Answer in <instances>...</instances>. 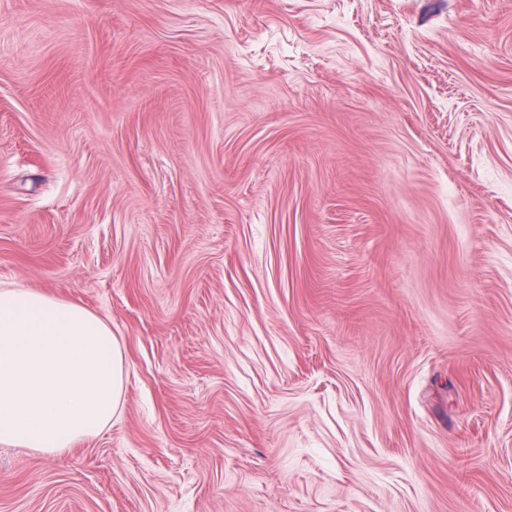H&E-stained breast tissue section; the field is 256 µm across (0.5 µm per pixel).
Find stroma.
<instances>
[{
	"instance_id": "stroma-1",
	"label": "stroma",
	"mask_w": 512,
	"mask_h": 512,
	"mask_svg": "<svg viewBox=\"0 0 512 512\" xmlns=\"http://www.w3.org/2000/svg\"><path fill=\"white\" fill-rule=\"evenodd\" d=\"M0 287L125 356L0 512H512V0H0Z\"/></svg>"
}]
</instances>
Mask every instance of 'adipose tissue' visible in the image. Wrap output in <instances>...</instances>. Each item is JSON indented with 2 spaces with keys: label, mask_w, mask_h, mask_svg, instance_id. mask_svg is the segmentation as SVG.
I'll use <instances>...</instances> for the list:
<instances>
[{
  "label": "adipose tissue",
  "mask_w": 512,
  "mask_h": 512,
  "mask_svg": "<svg viewBox=\"0 0 512 512\" xmlns=\"http://www.w3.org/2000/svg\"><path fill=\"white\" fill-rule=\"evenodd\" d=\"M123 373L122 346L98 314L0 288V444L64 456L111 425Z\"/></svg>",
  "instance_id": "1"
}]
</instances>
